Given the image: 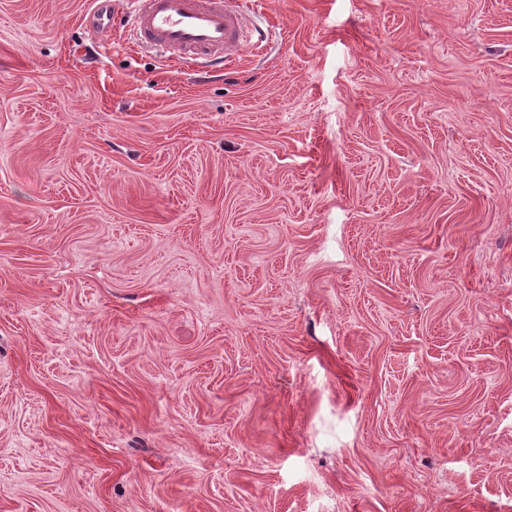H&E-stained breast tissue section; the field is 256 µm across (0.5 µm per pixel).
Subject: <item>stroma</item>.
Listing matches in <instances>:
<instances>
[{"label":"stroma","mask_w":512,"mask_h":512,"mask_svg":"<svg viewBox=\"0 0 512 512\" xmlns=\"http://www.w3.org/2000/svg\"><path fill=\"white\" fill-rule=\"evenodd\" d=\"M0 0V512H512V0ZM142 43L170 52H204L212 62L237 56L249 26L239 5L223 0H137Z\"/></svg>","instance_id":"1"}]
</instances>
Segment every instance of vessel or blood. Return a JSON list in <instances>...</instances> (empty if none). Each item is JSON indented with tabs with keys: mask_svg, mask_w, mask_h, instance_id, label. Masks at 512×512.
<instances>
[{
	"mask_svg": "<svg viewBox=\"0 0 512 512\" xmlns=\"http://www.w3.org/2000/svg\"><path fill=\"white\" fill-rule=\"evenodd\" d=\"M142 43L170 52L209 54L221 64L237 56L249 26L239 5L225 0H136Z\"/></svg>",
	"mask_w": 512,
	"mask_h": 512,
	"instance_id": "obj_1",
	"label": "vessel or blood"
}]
</instances>
